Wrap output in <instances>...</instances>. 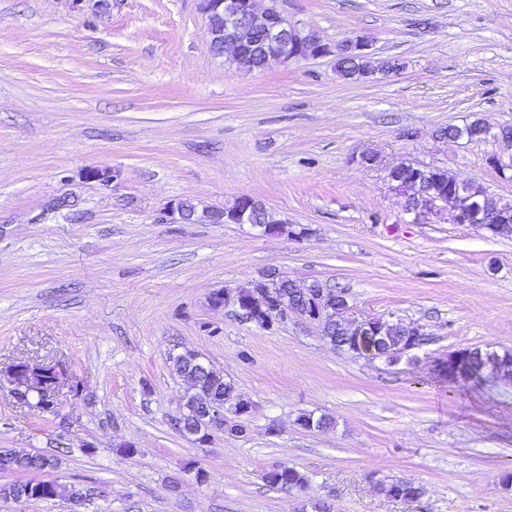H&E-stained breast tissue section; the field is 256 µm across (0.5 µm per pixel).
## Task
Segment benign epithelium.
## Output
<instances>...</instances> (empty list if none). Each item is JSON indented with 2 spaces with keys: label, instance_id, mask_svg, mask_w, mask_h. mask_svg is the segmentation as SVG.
I'll use <instances>...</instances> for the list:
<instances>
[{
  "label": "benign epithelium",
  "instance_id": "7a95c632",
  "mask_svg": "<svg viewBox=\"0 0 512 512\" xmlns=\"http://www.w3.org/2000/svg\"><path fill=\"white\" fill-rule=\"evenodd\" d=\"M201 10L208 18L224 14V30L217 32L207 27L209 39L222 43V53H230L233 62L250 71L256 70L253 61L257 56L261 58L262 69L265 70L273 61L286 63L332 54L353 61L363 60L367 57L365 50L370 47L367 37L346 38L334 47L327 44L319 46L315 35L287 22L274 5L260 7L258 0H202ZM424 172L425 168L415 167L413 179L405 184L391 185L392 190L404 199L421 194ZM483 189V183L474 178H459L448 192V197H429L420 207L405 204L404 212L419 219L447 210L456 224L479 226L497 237L504 231L512 234V226L505 223V217L489 210L479 201L484 196ZM162 215L167 224H250L263 235H274L281 229L280 221L274 219L265 202L247 194L236 197L231 205L224 208L204 207L189 214L184 212L181 200L174 199L164 205ZM263 279L270 282V286L262 288L254 282L251 287L234 293L222 291L220 300L212 303V306L220 308L231 305L250 321L254 317L253 309L272 301L275 304L272 309L274 316L282 318L291 311L316 324L323 337L332 330L345 336L359 331L368 322L384 343V354L391 363L419 345L420 333L416 328L382 318H357L347 299L332 289L322 288L308 294V305L304 308L296 303V293L288 292L292 279L275 269L264 271ZM401 326L404 327L406 340L391 342L390 333ZM465 356L463 350L452 351L437 366L447 367L450 379L463 376L466 374ZM66 376L67 369L62 364L44 365L28 361H19L6 371L10 392L21 402L33 393L42 394L47 386L52 387L54 395H59ZM215 433L229 434V424L222 408L208 405L199 415L198 429L192 434L200 436V443L204 444Z\"/></svg>",
  "mask_w": 512,
  "mask_h": 512
}]
</instances>
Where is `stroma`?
Here are the masks:
<instances>
[{"instance_id":"1","label":"stroma","mask_w":512,"mask_h":512,"mask_svg":"<svg viewBox=\"0 0 512 512\" xmlns=\"http://www.w3.org/2000/svg\"><path fill=\"white\" fill-rule=\"evenodd\" d=\"M326 43L366 36L394 75L333 58L245 72L209 49L200 0H0V371L61 363L52 415L0 389V448L57 458L85 512H512V383L448 384L449 352H512V237L403 212L385 166L429 165L512 201L501 144L436 141L512 126V0H277ZM381 163H361L365 154ZM89 167L114 170L110 186ZM249 194L285 232L166 224L173 199ZM275 268L418 327L397 365L339 351L295 314L262 329L211 293ZM199 352L254 403L247 436L195 444L170 354ZM81 389L72 396L70 386ZM334 428L308 432L298 414ZM136 452L120 453L123 444ZM288 464L306 491L270 486ZM206 480H198L197 471ZM419 485L404 501L383 485Z\"/></svg>"}]
</instances>
